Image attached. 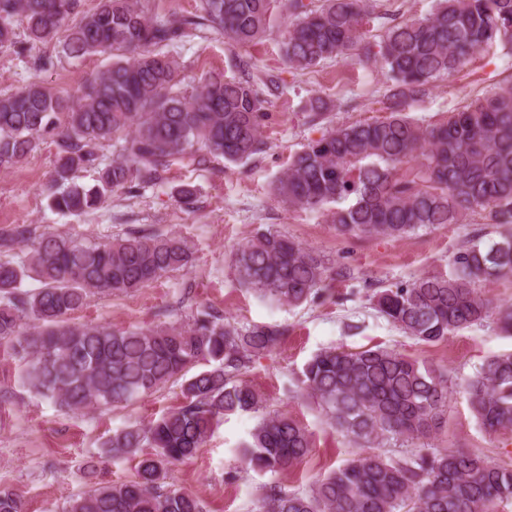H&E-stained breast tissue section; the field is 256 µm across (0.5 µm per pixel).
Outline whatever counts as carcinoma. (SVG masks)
<instances>
[{
	"label": "carcinoma",
	"mask_w": 512,
	"mask_h": 512,
	"mask_svg": "<svg viewBox=\"0 0 512 512\" xmlns=\"http://www.w3.org/2000/svg\"><path fill=\"white\" fill-rule=\"evenodd\" d=\"M150 0H0V47L25 55L27 45L58 43L68 57L104 56L108 66L72 96L33 81L0 95V170L22 164L41 145L57 162L46 186L49 207L81 214L115 191L160 186L172 167L211 159L245 163L263 152L268 114L258 84L211 74L194 93L175 48L206 29L236 45L261 39L275 0H201V14L171 19L149 13ZM367 0H323L312 9L288 0L283 35L288 65L305 70L362 47ZM26 23L28 44L13 21ZM512 43V0H437L426 17L393 24L377 43L388 84V116L342 124L297 151L275 181L288 208L320 212L342 235L403 238L419 229L468 224L479 217L502 231L468 242L447 275L425 274L373 292L378 313L423 344H435L482 322L489 303L478 285L512 278V82L422 125L408 111L436 78L462 69L495 43ZM328 103L309 99L306 118L326 119ZM97 174L91 187L78 170ZM174 197L186 209L197 188ZM347 206H342V203ZM187 240L130 231L92 242L17 224L0 232V356L20 357L22 385L66 412L126 406L181 382L179 406L146 424L112 432L101 447L115 458L149 446L134 479L92 489L63 512H203L192 494L163 486L165 469L193 458L224 416L260 418L243 458L255 470L282 472L309 454L308 431L285 415L262 413L264 398L243 379L273 352L288 329L239 326L212 308L192 322L116 328L73 318L93 297L140 290L192 263ZM238 283L270 301L298 307L351 274L277 231L256 234L235 253ZM39 283L25 288L27 281ZM300 382L337 431L373 448L386 437L419 440L440 428L447 381L437 370L379 345L329 347L303 367ZM476 422L512 435V353L486 359L463 386ZM512 502V467L467 448H420L409 456L371 453L319 480L310 492L269 487L258 512H497ZM0 512H23L0 490Z\"/></svg>",
	"instance_id": "1"
}]
</instances>
